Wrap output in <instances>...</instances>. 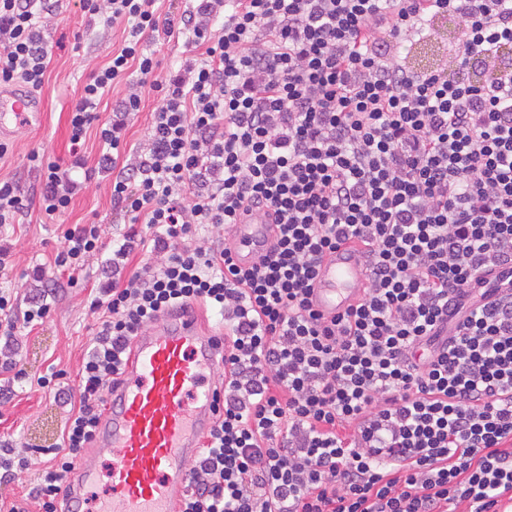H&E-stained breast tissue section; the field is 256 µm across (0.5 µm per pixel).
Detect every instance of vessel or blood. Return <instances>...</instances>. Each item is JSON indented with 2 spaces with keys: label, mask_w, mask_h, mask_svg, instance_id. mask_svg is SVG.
<instances>
[{
  "label": "vessel or blood",
  "mask_w": 512,
  "mask_h": 512,
  "mask_svg": "<svg viewBox=\"0 0 512 512\" xmlns=\"http://www.w3.org/2000/svg\"><path fill=\"white\" fill-rule=\"evenodd\" d=\"M41 117L39 99L0 95V138ZM226 235L239 266L269 249L273 227L241 215ZM366 284L360 255L341 247L323 262L310 301L330 319L356 301ZM224 336L211 331L199 312L187 308L161 317L136 336L124 380L99 426V447L112 454L111 497L99 512H178L187 491V466L200 454V439L212 427L220 404L207 389L222 364ZM94 481L92 460L67 480L68 501L86 497Z\"/></svg>",
  "instance_id": "b4317fda"
}]
</instances>
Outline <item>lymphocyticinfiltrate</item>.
<instances>
[{"label":"lymphocytic infiltrate","mask_w":512,"mask_h":512,"mask_svg":"<svg viewBox=\"0 0 512 512\" xmlns=\"http://www.w3.org/2000/svg\"><path fill=\"white\" fill-rule=\"evenodd\" d=\"M122 30L69 115L70 160L31 151L39 210L55 221L86 178H109L130 226L88 294L98 330L77 387L38 376L69 411L54 445L0 440V486L39 465L0 512H59L96 440L129 344L162 314L201 303L224 324L222 409L189 468L181 512H503L512 504V0H78ZM63 0H0V87L43 89V30ZM454 17L435 70L400 52ZM184 35L195 59L160 71L144 36ZM123 86L108 119L97 108ZM157 105L146 139L129 120ZM96 129L89 163L82 142ZM278 234L248 268L222 234L239 212ZM64 230L0 289V341L43 322L101 249ZM367 268L332 319L309 296L328 253ZM144 256L133 266L135 256ZM68 273L67 282L56 271ZM155 106L156 102L153 98L148 99L145 102L144 107L141 109V112H139L132 120L127 131V141L129 142V145H132V147H134V144L143 140L147 135L151 120V113Z\"/></svg>","instance_id":"1"}]
</instances>
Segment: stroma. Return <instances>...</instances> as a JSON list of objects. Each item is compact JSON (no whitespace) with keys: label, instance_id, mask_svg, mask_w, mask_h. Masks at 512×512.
<instances>
[{"label":"stroma","instance_id":"1","mask_svg":"<svg viewBox=\"0 0 512 512\" xmlns=\"http://www.w3.org/2000/svg\"><path fill=\"white\" fill-rule=\"evenodd\" d=\"M45 37L53 47L54 64L40 94L44 108L41 125L13 132L8 141L11 154L0 172L14 176L26 196H33L38 179L28 168L32 150L44 149L51 157L69 156L68 118L80 98L87 76L106 59L113 44L120 42L121 29H109L90 21L75 0H65L54 26ZM114 215L108 189L101 179H93L78 195L59 223L43 224L38 214L16 227L19 240L17 266L7 281L19 300H27L32 284L23 276L25 270L45 262L58 247L63 228L92 222L112 226ZM98 262H90L79 276L77 285L63 293L49 317L36 326L19 346V358L31 374L55 368L65 370L68 381H75L88 341L96 328V317L85 299L101 277ZM65 415L63 406L42 392L17 391L10 403L0 405V438L14 437L37 445L53 443Z\"/></svg>","mask_w":512,"mask_h":512}]
</instances>
